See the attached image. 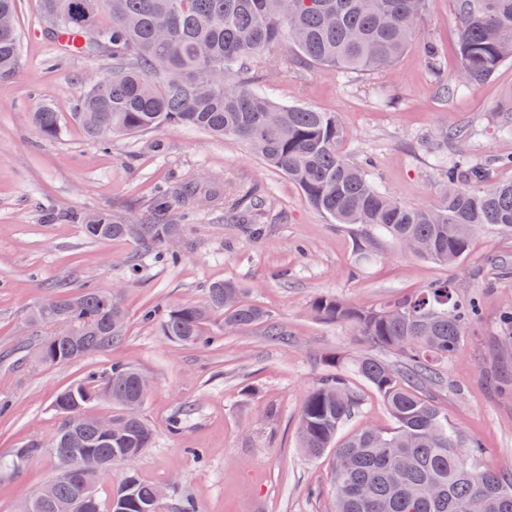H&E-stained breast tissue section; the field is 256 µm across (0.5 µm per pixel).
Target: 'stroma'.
<instances>
[{"mask_svg": "<svg viewBox=\"0 0 512 512\" xmlns=\"http://www.w3.org/2000/svg\"><path fill=\"white\" fill-rule=\"evenodd\" d=\"M17 71L0 75V512L21 505L54 475L50 455L11 468L16 448L49 442L62 423L56 394L87 373L112 365L139 369L151 382L141 415L153 442L133 467L167 490L162 512L185 500L198 512H332L334 455L311 460L297 447L303 402L330 370L333 356L354 358L372 347L349 326L315 317L316 297L337 296L375 307L447 279L481 302L480 317L434 395L454 425L478 441L487 467L512 473V345L501 318L512 309V236L479 232L465 260L443 268L380 240L361 263L358 237L312 208L288 178L268 168L234 138L182 127L101 141L73 114L84 79L108 72V60L65 56L44 30L38 0H19ZM453 0H433L427 19L390 76L339 74L313 66L271 70L257 59L247 73L278 102L337 113L341 151L370 163L376 185L411 205L438 199L444 175L429 144L440 129H466L467 149L487 164L489 183L512 179V138L498 136L500 106L512 100V63L490 81L444 94L422 50L438 48L443 76L458 67ZM59 112L61 132L42 136L35 104ZM172 189L169 218L179 224L178 263L144 251L133 238L92 241L82 216L106 212L125 224L149 221L160 187ZM140 255L138 269L127 261ZM232 280L245 300L262 307L283 332L264 325L227 330L222 316L207 325L213 341L186 346L145 322L142 310L201 303L207 288ZM119 292L128 319L122 340L64 364L33 362L31 311L55 286ZM362 399L346 426L382 429L393 420L361 378Z\"/></svg>", "mask_w": 512, "mask_h": 512, "instance_id": "obj_1", "label": "stroma"}]
</instances>
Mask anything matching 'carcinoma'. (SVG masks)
I'll use <instances>...</instances> for the list:
<instances>
[{
  "label": "carcinoma",
  "mask_w": 512,
  "mask_h": 512,
  "mask_svg": "<svg viewBox=\"0 0 512 512\" xmlns=\"http://www.w3.org/2000/svg\"><path fill=\"white\" fill-rule=\"evenodd\" d=\"M430 0H40L51 39L70 35L68 53L105 57L121 74L88 77L79 98L77 121L92 138L107 140L166 126L193 128L218 138L245 142L271 169L287 176L306 201L337 224L360 232L359 250L371 255L375 240L388 236L403 246L423 240L422 254L439 266H457L482 229L512 232V180L485 183L481 167L457 148L445 174L438 202L410 206L384 194L365 165L338 150L343 127L334 112L302 105H282L257 90L245 77L250 63L273 51L282 39L295 49L291 60L273 56L269 65L316 64L340 72L388 73L410 46ZM460 24V63L455 88L467 89L494 77L512 63V0H455ZM106 10L112 22L95 23ZM17 0H0V73L15 69L20 38L15 24ZM101 46L94 49L89 34ZM428 70L440 77L435 48H423ZM39 132L55 137L58 113L47 104L32 112ZM170 192L155 200L158 221L117 224L106 213L84 219L87 238L112 240L131 235L158 248L156 256L172 263L180 254L168 246L179 235L166 222ZM312 312L348 324L399 362L372 355L343 361L307 395L299 428V448L318 459L334 453V512H512V473L482 463L479 444L462 438L431 390L443 382L448 361L464 347L479 317V304L459 299L451 283L437 281L375 308H361L335 296H319ZM224 327L241 328L267 319L264 311L242 299L241 288L216 282L204 304L182 303L159 319L162 334L185 345L209 343L204 328L212 315ZM32 325L55 327L35 343L36 364L67 363L111 347L124 336L126 310L114 306L112 293L85 289L61 294L32 311ZM355 372L381 397L394 426L364 425L339 438L361 412L360 396L349 384ZM142 373L114 365L89 374L59 392L54 410L87 408L101 393L112 398L113 416L123 420L117 436H106L85 421L62 423L48 444L32 441L16 450L28 461L50 448L53 478L24 503L21 512H100L99 471L79 468L87 454L128 469L112 492L110 512H160L156 485L130 467L152 443L151 429L140 416L147 399Z\"/></svg>",
  "instance_id": "obj_1"
}]
</instances>
